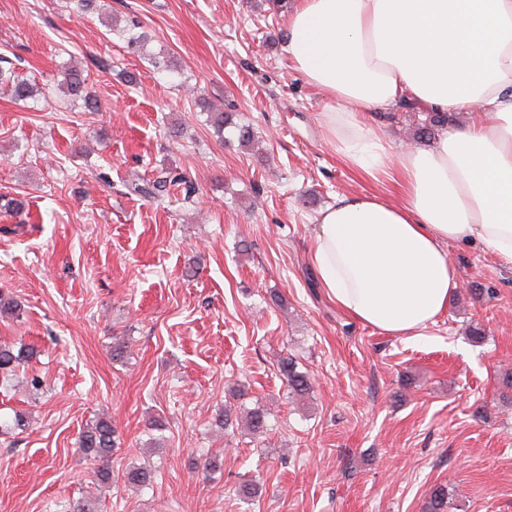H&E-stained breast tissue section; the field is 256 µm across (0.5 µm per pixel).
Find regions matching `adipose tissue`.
<instances>
[{
	"label": "adipose tissue",
	"mask_w": 512,
	"mask_h": 512,
	"mask_svg": "<svg viewBox=\"0 0 512 512\" xmlns=\"http://www.w3.org/2000/svg\"><path fill=\"white\" fill-rule=\"evenodd\" d=\"M283 51L327 99L336 155L403 197L344 193L319 213L320 285L362 324L422 336L460 286L449 243L512 265V0H296ZM404 102L472 119L398 151L364 116Z\"/></svg>",
	"instance_id": "adipose-tissue-1"
}]
</instances>
